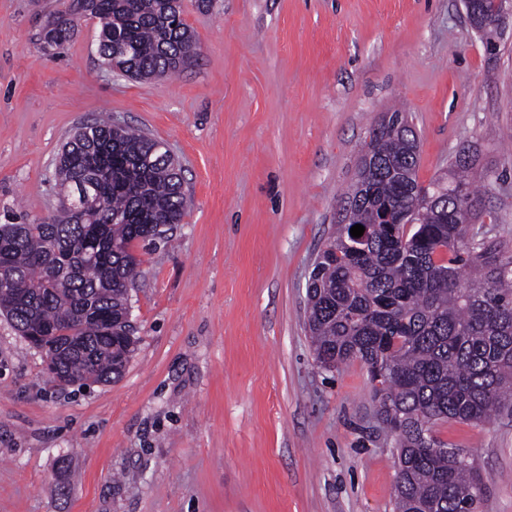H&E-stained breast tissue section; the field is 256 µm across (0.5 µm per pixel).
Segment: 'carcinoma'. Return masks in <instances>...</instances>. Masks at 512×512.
<instances>
[{
    "instance_id": "obj_1",
    "label": "carcinoma",
    "mask_w": 512,
    "mask_h": 512,
    "mask_svg": "<svg viewBox=\"0 0 512 512\" xmlns=\"http://www.w3.org/2000/svg\"><path fill=\"white\" fill-rule=\"evenodd\" d=\"M181 15L182 0H73L41 40L55 51L81 19L96 18L106 63L134 79H164L195 54ZM387 116L380 166L312 269L308 331L320 367L358 359L368 369L399 448L396 512H469L482 474L424 432L512 409V249L472 231L474 153L459 150L448 173L421 187L446 196L447 207L423 206L417 138L403 111ZM157 143L108 119L82 125L55 174L65 195L92 185L97 206L0 224V281L17 287L0 298V316L33 346H54L67 385L121 377L135 350L125 321L134 245L165 240L186 215L182 168ZM386 205L415 213L416 223H378ZM356 224L366 242L349 249Z\"/></svg>"
}]
</instances>
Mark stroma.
<instances>
[{
    "mask_svg": "<svg viewBox=\"0 0 512 512\" xmlns=\"http://www.w3.org/2000/svg\"><path fill=\"white\" fill-rule=\"evenodd\" d=\"M71 0H0V224L57 205V153L110 114L167 145L189 209L136 246L135 352L109 385L59 388L0 318V512H394L395 440L367 367L326 370L307 285L385 112L418 136V179L477 155L475 184L512 248V17L488 55L463 0H184L199 53L139 81L83 19L57 53L47 20ZM433 434L484 477L477 512H512V412Z\"/></svg>",
    "mask_w": 512,
    "mask_h": 512,
    "instance_id": "35a3bbf8",
    "label": "stroma"
}]
</instances>
